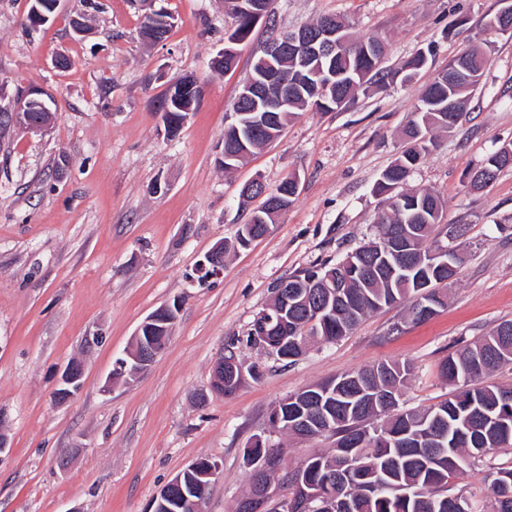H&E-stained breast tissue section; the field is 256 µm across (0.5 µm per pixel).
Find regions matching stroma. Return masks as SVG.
Listing matches in <instances>:
<instances>
[{
  "label": "stroma",
  "mask_w": 512,
  "mask_h": 512,
  "mask_svg": "<svg viewBox=\"0 0 512 512\" xmlns=\"http://www.w3.org/2000/svg\"><path fill=\"white\" fill-rule=\"evenodd\" d=\"M174 18L168 38L140 32L144 0H61L56 15L27 25L29 0H0V104L36 82L54 97L50 132L13 129L0 139V512H150L179 472L208 457L220 465L205 512H234L249 485L244 448L262 436L294 467L322 438L274 429L273 407L326 378L379 362H409L403 408H426L452 388L437 366L449 353L512 320V168L476 190L480 162L512 143V38L499 36L491 63L452 131L406 182L445 202L443 222L462 264L444 308L412 323L395 306L368 316L335 342L312 345L293 365L248 333L292 273L343 259L375 238L371 188L395 159L420 92L450 58L483 36L501 0H272L288 30L341 14L358 36L388 42L397 70L434 47L408 84L373 83L331 112H299L271 145L225 171V114L270 33L257 24L228 72L212 61L234 20L224 0H159ZM84 16L90 32L69 22ZM72 65L59 70L54 61ZM201 93L176 137L157 105L178 78ZM299 189L269 233L229 252L220 275L196 268L220 241L234 242L254 209L242 186ZM181 310L165 352L146 369L111 380L138 325L167 301ZM234 354L258 377L225 397L212 392L216 362ZM85 365L73 398L54 395L61 369ZM512 463L499 448L465 469L449 491L484 502L491 468Z\"/></svg>",
  "instance_id": "stroma-1"
}]
</instances>
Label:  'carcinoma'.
<instances>
[{"instance_id":"carcinoma-1","label":"carcinoma","mask_w":512,"mask_h":512,"mask_svg":"<svg viewBox=\"0 0 512 512\" xmlns=\"http://www.w3.org/2000/svg\"><path fill=\"white\" fill-rule=\"evenodd\" d=\"M224 4L235 17L232 34L244 41L255 25L237 9L234 0ZM318 23L336 25L338 37L344 39L336 56L324 63L336 74V101L316 103L315 64L301 65L284 57L278 63L280 79L288 82V106L268 118L275 131L285 128L297 112L314 108L331 112L345 102L358 88L383 75L380 68L385 41L379 35L357 38L353 24L343 16H325ZM493 41L485 39L448 62L420 94L411 119L402 131L398 157L375 182L372 192L382 198L383 207L377 216L380 232L374 242L361 246L348 258L360 266L359 274L344 288H307V280L316 273L322 277L336 275L338 264H323L288 276L296 285L288 298V322L274 329L275 338H319L337 340L350 333L363 319L397 303L412 316L417 286H427V297L445 305L448 282L456 280L460 263L450 269L429 256L432 250H448L440 224L445 203L429 190H404L409 172L416 168L434 146L432 133L449 130L456 125L467 106L470 95L490 65ZM431 50L409 57L396 72L401 82H410L428 62ZM197 96L178 98L167 92L160 106H168L175 114L192 106ZM263 112L241 117L240 132L224 131V139L235 142L242 137L247 149L238 158L224 163V169L236 167L244 158L270 143L271 135L260 129ZM512 144L490 154L474 172L471 183L486 186L512 163L506 151ZM263 206L250 212L236 233L235 245L249 241L257 226L274 223ZM406 225L407 257L412 267L404 277L390 278L386 262L398 264L399 256L386 251L397 229ZM329 305L334 314L314 319V310ZM512 363V321L498 324L462 351L450 353L439 365L441 376L455 386L451 397L425 410L398 409L401 387L411 372L407 362H382L325 379L315 389H305L279 404L282 417L297 423L295 427L278 424L292 435H303L299 424L314 421L308 393L324 397L323 408L334 425L333 446L304 458L288 474L307 479L325 487V492L345 497V491L363 485L368 493L356 498L349 512H512V466L495 467L490 472V506L477 505L460 494L448 499V484L466 466L486 457L497 446H512V386L486 382L492 372ZM370 429L361 447L349 452L344 441Z\"/></svg>"}]
</instances>
